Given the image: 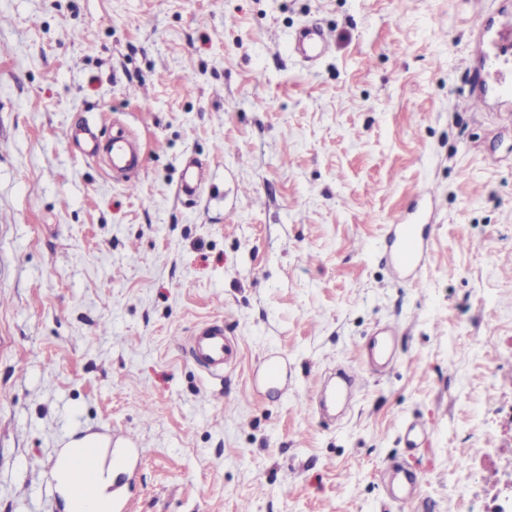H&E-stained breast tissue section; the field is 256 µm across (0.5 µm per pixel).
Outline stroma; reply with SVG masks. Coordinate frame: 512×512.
Listing matches in <instances>:
<instances>
[{
    "label": "stroma",
    "mask_w": 512,
    "mask_h": 512,
    "mask_svg": "<svg viewBox=\"0 0 512 512\" xmlns=\"http://www.w3.org/2000/svg\"><path fill=\"white\" fill-rule=\"evenodd\" d=\"M315 23L310 66L291 44ZM510 25L512 0H0V512H67L56 456L111 431L142 458L130 512H401L395 463L413 512H498L512 100L458 102ZM86 124L138 139L137 183L82 154ZM402 214L428 227L412 283L383 253ZM209 321L240 346L220 378L186 347ZM385 324L376 374L360 351ZM337 370L355 383L329 421ZM416 474L409 470L397 471L390 475L389 481L395 486L396 494L394 501L402 506L412 505L415 502L414 496L407 489L416 480Z\"/></svg>",
    "instance_id": "1"
}]
</instances>
